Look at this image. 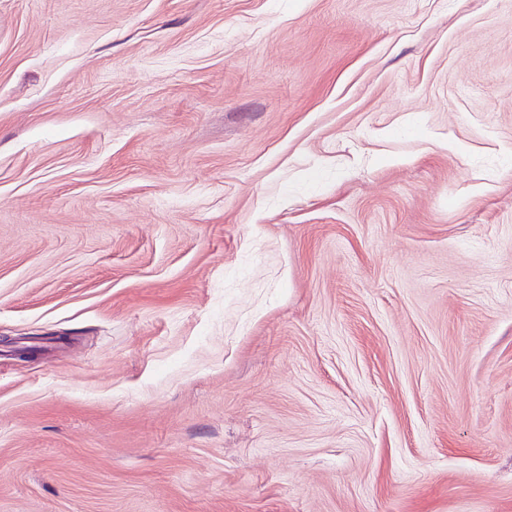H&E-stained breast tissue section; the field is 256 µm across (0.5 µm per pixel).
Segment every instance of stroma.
<instances>
[{
	"instance_id": "stroma-1",
	"label": "stroma",
	"mask_w": 512,
	"mask_h": 512,
	"mask_svg": "<svg viewBox=\"0 0 512 512\" xmlns=\"http://www.w3.org/2000/svg\"><path fill=\"white\" fill-rule=\"evenodd\" d=\"M0 512H512V0H0Z\"/></svg>"
}]
</instances>
